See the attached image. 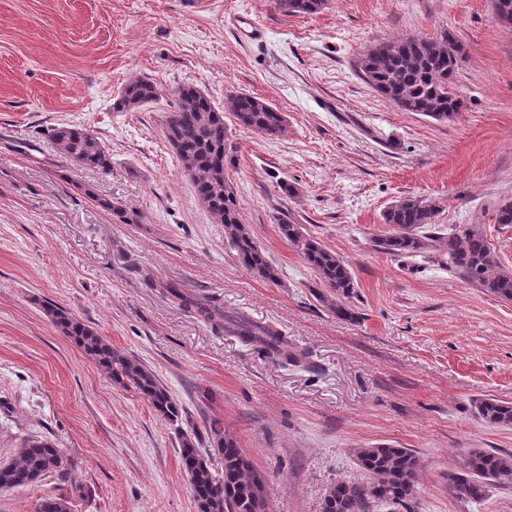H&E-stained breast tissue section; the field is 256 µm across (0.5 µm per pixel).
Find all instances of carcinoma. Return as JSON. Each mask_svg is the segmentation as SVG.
<instances>
[{
  "label": "carcinoma",
  "mask_w": 512,
  "mask_h": 512,
  "mask_svg": "<svg viewBox=\"0 0 512 512\" xmlns=\"http://www.w3.org/2000/svg\"><path fill=\"white\" fill-rule=\"evenodd\" d=\"M287 15L319 12L325 0H277ZM465 59L462 46L447 33L431 38L413 35L383 43L366 51L360 60L364 81L382 98L402 112H419L436 121H445L459 111L460 101L448 90V78ZM160 89L148 79L128 83L119 99L124 110L142 107L159 98ZM174 110L169 113L165 139L176 154L184 174L192 182L201 204L220 223L236 252L241 266L250 274L275 283L278 271L268 261L245 224L231 183L225 177L228 161L224 142V113L218 111L207 95L193 86L173 91ZM225 108L239 125L266 137L281 135L285 117L267 101L246 93L225 97ZM54 139L77 170L112 169V157L90 131L76 126L54 129ZM101 205L123 224H137L140 215L120 203L109 200ZM436 203L404 197L383 214L386 233L376 239L384 253L400 255L422 248L416 230L435 223ZM281 236L299 253L304 262L328 287L320 300L343 319L355 318L350 299L355 292L348 263L336 252L304 232L300 224L280 221ZM448 259L466 280L502 300L512 301V271L494 256L484 235L475 230L448 235ZM167 292L186 308H194L216 321L224 318L247 344H258L280 363L298 366L306 354L295 350L288 339L270 325H261L242 314L221 315L219 310L179 292L172 284ZM53 323L102 367L112 381L133 386L166 421L182 423L183 409L167 387L145 365L112 348L92 327L68 311L48 309ZM483 421L512 426V404L483 399L475 405ZM207 433L213 448L198 447L199 431L181 436V461L188 477L197 512H266V482L255 479L256 469L238 447L216 427ZM357 465L366 479L355 483L340 480L326 493L321 512H368L379 505H409L417 498L419 461L409 448L390 445L362 447L355 453ZM67 465L61 449L46 440L31 438L19 448L16 458L0 464V491L24 488L52 471ZM494 486L512 487V454L501 451L470 450L464 458V473L451 476L448 487L459 500L485 499ZM71 498L63 495L41 500L37 512H71Z\"/></svg>",
  "instance_id": "cac0c4a2"
}]
</instances>
